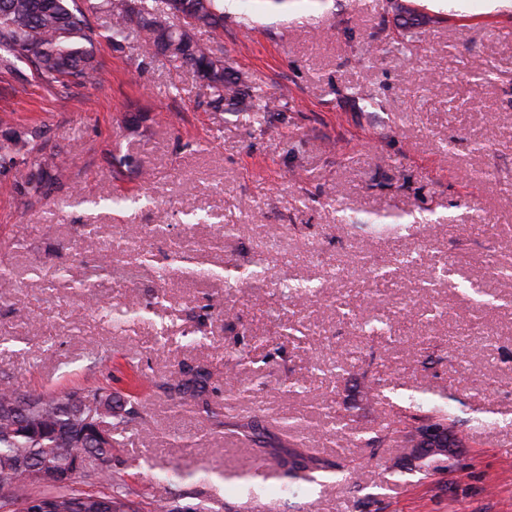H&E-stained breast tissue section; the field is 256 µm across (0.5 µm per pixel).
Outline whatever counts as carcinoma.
<instances>
[{"mask_svg":"<svg viewBox=\"0 0 512 512\" xmlns=\"http://www.w3.org/2000/svg\"><path fill=\"white\" fill-rule=\"evenodd\" d=\"M187 9L195 17V26L214 30L224 28L223 0H85L86 8L77 6L76 0H49L52 7L42 9L39 0H0V70L9 72L16 62L27 61L39 82L49 89L67 88L72 84L95 87L102 81V69L96 62L93 47L96 30L90 26L87 13L102 12L112 17L109 39L116 49L129 44L142 52L162 53L180 66L192 67L210 91L212 102L220 106L229 95L241 104H253L250 88L226 77L224 59L211 47L194 40L189 30H172L168 22V2ZM22 156L20 164L15 157ZM0 161L15 165L16 184L29 194L41 192L42 180L35 176L53 171L59 166L41 156L29 140L12 134L0 141ZM364 332L373 336L393 333L390 321L371 316L364 322ZM208 374L204 370L180 371L170 380V389L182 401L202 404L205 421H220L225 406L211 404L204 399ZM72 392L46 390L37 394L39 401L35 419L38 426L25 422L24 416L12 415L7 408L27 396L15 387L9 377H0V512H26L28 502L42 499L50 501L54 512H99L96 495L80 490L75 484H47L42 491L31 486L36 479L20 477L23 466L45 461L55 466H67L73 457L112 458V449L118 446L117 437L141 419L136 400L119 406V411L102 415L96 404L112 401V395L96 391L86 395L89 404L84 407L83 419L92 420L106 429L111 438L103 448L89 436L69 439L65 429L71 427L69 418L61 411V403ZM398 422L415 428L425 422L443 425L453 432L451 412L435 401L424 404L415 395L404 398ZM282 474L302 476L317 481L316 472H342L344 466L334 465L308 454L300 448L288 450L276 464ZM83 483H104L109 492L103 495L112 504V512H171L167 479L154 487L150 501L136 500L123 482L112 477V467H91L80 476Z\"/></svg>","mask_w":512,"mask_h":512,"instance_id":"obj_1","label":"carcinoma"}]
</instances>
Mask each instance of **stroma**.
<instances>
[{"label": "stroma", "instance_id": "1", "mask_svg": "<svg viewBox=\"0 0 512 512\" xmlns=\"http://www.w3.org/2000/svg\"><path fill=\"white\" fill-rule=\"evenodd\" d=\"M399 2L230 0L223 29H194L273 112L214 107L193 69L114 49L105 16L89 18L102 85L50 90L25 62L0 74V133L32 132L65 170L23 195L0 169V374L138 395L112 475L140 497L171 473L177 512H512V7ZM411 18L416 50L388 51ZM385 214L418 222L380 235ZM104 249L133 280L94 270ZM376 313L397 338L363 334ZM345 351L359 361L340 371ZM189 367L227 416L256 420L253 438L170 395ZM368 377L450 397L454 456L409 459ZM271 439L351 473L280 494Z\"/></svg>", "mask_w": 512, "mask_h": 512}]
</instances>
